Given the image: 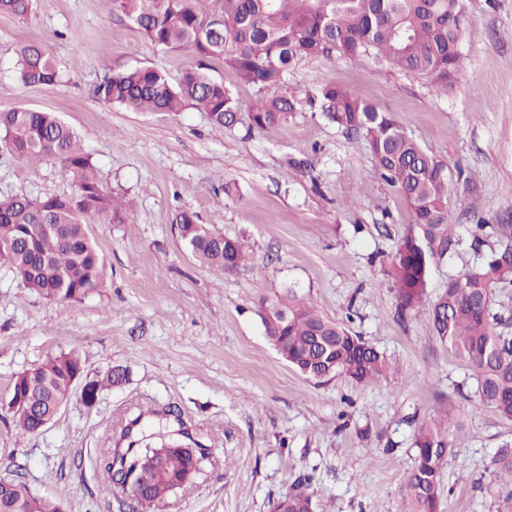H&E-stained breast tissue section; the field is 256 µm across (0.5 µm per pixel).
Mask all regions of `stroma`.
<instances>
[{"instance_id": "1", "label": "stroma", "mask_w": 512, "mask_h": 512, "mask_svg": "<svg viewBox=\"0 0 512 512\" xmlns=\"http://www.w3.org/2000/svg\"><path fill=\"white\" fill-rule=\"evenodd\" d=\"M460 4L464 74L448 91L340 56L288 75L298 95L330 84L390 112L444 163L457 245L431 266L430 301L500 249L494 236L474 246V225L512 224V0ZM30 41L56 58L61 83L20 82L17 52ZM197 62L188 49L152 48L111 0H35L28 18L0 14V111L57 113L104 188L132 205L127 223L90 225L107 280L82 300H46L0 262V397L16 374L62 351L79 353L91 379L127 370L94 406L72 400L41 433L0 413V477L65 512H272L301 481L318 512H403L413 431L449 419L465 433L442 467V512H512V485L484 469L512 440V423L462 397L470 371L424 316L397 314L390 262L413 216L376 173L364 138L306 110L250 133L215 129L190 106L153 114L95 94L104 76L135 66L176 82ZM71 190L58 162H29L0 142L1 194ZM183 210L241 242L246 262L201 264L179 236ZM292 293L370 340L393 371L361 385L291 368L264 316ZM162 436L203 455L194 481L157 509L109 491V450Z\"/></svg>"}]
</instances>
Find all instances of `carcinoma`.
Instances as JSON below:
<instances>
[{
	"instance_id": "1",
	"label": "carcinoma",
	"mask_w": 512,
	"mask_h": 512,
	"mask_svg": "<svg viewBox=\"0 0 512 512\" xmlns=\"http://www.w3.org/2000/svg\"><path fill=\"white\" fill-rule=\"evenodd\" d=\"M32 5L33 0H0V13L26 18ZM112 8L137 25L150 46L188 48L199 63L176 85L149 67L116 73L96 87L103 101L161 113L191 105L219 129L241 123L249 131L275 127L306 108L362 134L375 171L413 210V224L396 247L391 270L398 314L405 317L420 308L432 263L456 245L448 224L444 164L390 113L333 85L299 98L288 89V73L310 58L381 60L446 92L462 71V55L454 50L463 26L459 0H211L206 9L199 0H112ZM215 57L258 91L272 89L274 94L241 111L224 82L206 72L204 59ZM16 69L25 85H55L61 78L54 59L36 44L20 48ZM0 140L20 157L58 161L73 185L68 194L43 199L0 197V256L26 288L50 301H79L103 287L105 260L88 225L123 224L127 214L102 186L77 135L53 112L19 107L0 112ZM175 223L202 263L226 270L244 260L239 241L197 223L192 213L179 212ZM448 283L428 309V326L473 372L478 404L512 422V336L497 330L498 317L491 313L492 288H512V247ZM265 327L270 343L309 379L320 382L344 374L372 384L389 369L384 353L302 301L271 306ZM82 371L81 358L68 352L17 375L12 389L28 396L34 412L16 418V424L29 433L41 432V419L71 400L73 376ZM461 430L459 424L446 429L422 425L414 433L405 512H439L441 469ZM159 451L148 443L114 449L103 460L104 482L117 485L118 474L128 476L149 466ZM186 468L187 452H167L166 464L153 470L145 505L163 503ZM486 469L512 482V441L497 448ZM18 484L12 499L0 500V512H58L59 504L35 495L21 480ZM275 509L315 512V503L311 494L297 489L280 497Z\"/></svg>"
}]
</instances>
